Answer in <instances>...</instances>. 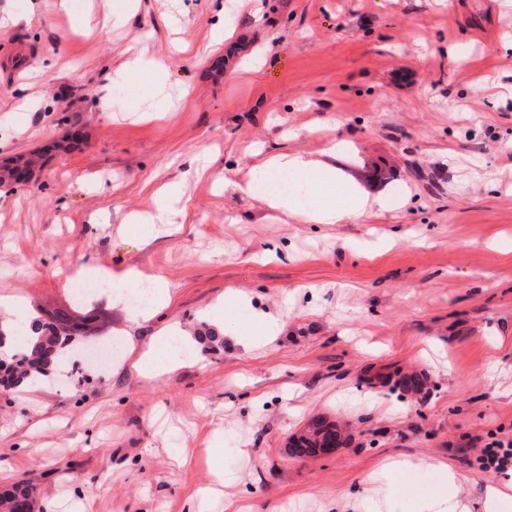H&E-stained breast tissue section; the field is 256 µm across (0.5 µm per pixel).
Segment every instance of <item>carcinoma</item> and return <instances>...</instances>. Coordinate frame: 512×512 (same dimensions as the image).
<instances>
[{
	"instance_id": "carcinoma-1",
	"label": "carcinoma",
	"mask_w": 512,
	"mask_h": 512,
	"mask_svg": "<svg viewBox=\"0 0 512 512\" xmlns=\"http://www.w3.org/2000/svg\"><path fill=\"white\" fill-rule=\"evenodd\" d=\"M34 335L26 342L20 359H0V368L9 366L11 379L9 385H15L23 379L34 381L44 377L70 358L72 345L55 337L53 326L38 316L33 321ZM336 440V430L331 425L315 421L310 434L299 437L291 448L296 456L315 455L322 443ZM35 507L32 489L23 481L0 491V512H29Z\"/></svg>"
}]
</instances>
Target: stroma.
Here are the masks:
<instances>
[{"mask_svg":"<svg viewBox=\"0 0 512 512\" xmlns=\"http://www.w3.org/2000/svg\"><path fill=\"white\" fill-rule=\"evenodd\" d=\"M40 152L0 185V320L89 317L121 350L0 388V490L27 480L39 512H512V473L478 463L512 437V0H0V161ZM277 154L387 211L305 224L307 184L280 209L238 191ZM169 184L142 245L130 217ZM81 267L172 299L77 304ZM173 328L193 359L141 376ZM319 416L344 442L290 455ZM177 195L175 188L170 189V191L163 197V199L158 204L154 214H149L146 216H136L133 218L132 223L134 224H166L169 223V214L173 204L176 202ZM106 275L107 280H111L112 283L119 285L121 288H124V290H127L128 288H136L141 284L143 285V281L147 280L149 281L148 284H150L155 290L156 304L165 302L169 299L168 286L161 280V278L143 277L142 274L134 268L127 269L122 273H107Z\"/></svg>","mask_w":512,"mask_h":512,"instance_id":"obj_1","label":"stroma"}]
</instances>
